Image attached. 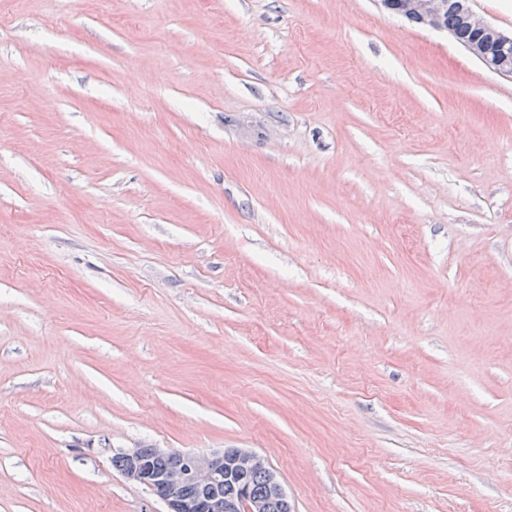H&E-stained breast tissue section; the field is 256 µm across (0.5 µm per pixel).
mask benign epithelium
Masks as SVG:
<instances>
[{
  "instance_id": "1",
  "label": "benign epithelium",
  "mask_w": 512,
  "mask_h": 512,
  "mask_svg": "<svg viewBox=\"0 0 512 512\" xmlns=\"http://www.w3.org/2000/svg\"><path fill=\"white\" fill-rule=\"evenodd\" d=\"M388 11L425 28L453 34L445 23L448 0H378ZM470 0H457L459 14L476 28L482 41L464 45V48L487 68L501 77L512 79V58L507 55L512 48V34H506L480 18L469 5ZM125 459L123 475L144 486L167 505V512H264L265 505L254 499L244 488L246 478L254 471L269 474L271 497L285 508L291 502L284 486L264 458L253 451L240 449L230 459L224 452L197 454L179 453L177 465L157 471L142 455L132 448L121 451ZM230 484L237 487L232 495H223L220 489ZM193 486L198 494L186 496L181 489Z\"/></svg>"
}]
</instances>
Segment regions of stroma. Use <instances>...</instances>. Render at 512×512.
<instances>
[{
  "instance_id": "stroma-1",
  "label": "stroma",
  "mask_w": 512,
  "mask_h": 512,
  "mask_svg": "<svg viewBox=\"0 0 512 512\" xmlns=\"http://www.w3.org/2000/svg\"><path fill=\"white\" fill-rule=\"evenodd\" d=\"M512 512V80L378 0H0V512ZM141 449L156 468H168L178 462L179 451L170 453L167 448H154L157 455L170 453L166 457H157L153 448L146 446ZM236 449L224 448L209 454L180 452L177 465L157 471L139 448H132L120 452L125 465L123 457L114 454L112 467L120 473L124 469L122 473L125 477L164 501L168 508L166 512H284L278 501L285 508H290L288 493L264 458L246 449H239L234 455ZM224 456L233 457L227 460ZM259 470L269 474L270 494L267 476L260 472L252 473ZM248 476L249 493L256 499L250 497L244 488ZM227 484L237 487V492L233 495L219 493ZM186 486L195 487L198 494L194 488L183 489ZM181 489L193 496L182 494Z\"/></svg>"
}]
</instances>
